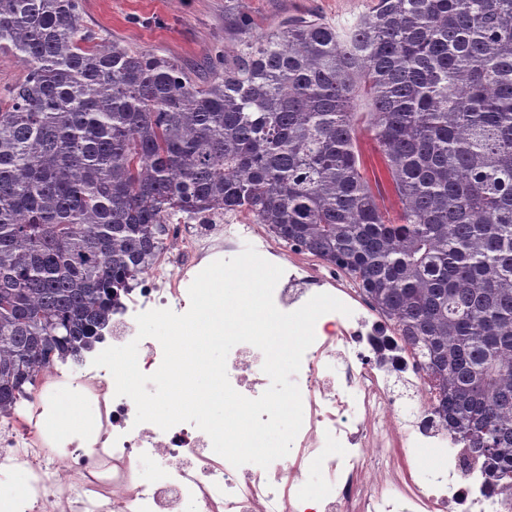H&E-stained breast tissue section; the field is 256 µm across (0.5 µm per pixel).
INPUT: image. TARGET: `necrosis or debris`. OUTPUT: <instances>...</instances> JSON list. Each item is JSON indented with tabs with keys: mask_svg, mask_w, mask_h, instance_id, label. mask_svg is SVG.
Returning <instances> with one entry per match:
<instances>
[{
	"mask_svg": "<svg viewBox=\"0 0 512 512\" xmlns=\"http://www.w3.org/2000/svg\"><path fill=\"white\" fill-rule=\"evenodd\" d=\"M184 222L176 249L119 297L105 333L113 346L138 341V366L148 375L163 351L156 339L136 340V315L185 313L188 285L224 253L223 212ZM318 282L294 270L274 289L276 307L300 308ZM260 356L244 343L227 358L232 387L249 398L269 384ZM92 360L54 363L37 377L24 411L0 414V480L21 471L27 483L23 497H0V512H512V487L487 490L482 459L433 417L431 377L382 322L350 323L334 312L316 330L295 377L302 427L289 454L266 468L234 467L194 424L166 431L136 424L134 402L116 396L111 373ZM65 403L92 407L94 415L78 429L59 430ZM429 452L440 465L426 483L408 464ZM148 458L157 467L146 477ZM309 470L324 491H312Z\"/></svg>",
	"mask_w": 512,
	"mask_h": 512,
	"instance_id": "obj_1",
	"label": "necrosis or debris"
}]
</instances>
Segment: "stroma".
<instances>
[{
    "label": "stroma",
    "mask_w": 512,
    "mask_h": 512,
    "mask_svg": "<svg viewBox=\"0 0 512 512\" xmlns=\"http://www.w3.org/2000/svg\"><path fill=\"white\" fill-rule=\"evenodd\" d=\"M87 28L133 51L177 60L198 83L215 79L216 56L233 50L232 19L250 20L255 34L288 16L313 13L330 24L352 20L371 0H80Z\"/></svg>",
    "instance_id": "stroma-1"
}]
</instances>
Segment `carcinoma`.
Returning <instances> with one entry per match:
<instances>
[{"label":"carcinoma","mask_w":512,"mask_h":512,"mask_svg":"<svg viewBox=\"0 0 512 512\" xmlns=\"http://www.w3.org/2000/svg\"><path fill=\"white\" fill-rule=\"evenodd\" d=\"M5 50L27 73L0 107V413L100 339L173 217L222 209L357 287L512 486V0L292 16L205 85L95 41L80 0H0Z\"/></svg>","instance_id":"cac0c4a2"}]
</instances>
